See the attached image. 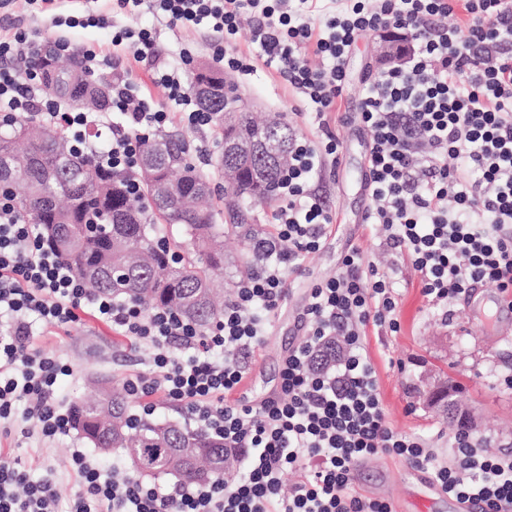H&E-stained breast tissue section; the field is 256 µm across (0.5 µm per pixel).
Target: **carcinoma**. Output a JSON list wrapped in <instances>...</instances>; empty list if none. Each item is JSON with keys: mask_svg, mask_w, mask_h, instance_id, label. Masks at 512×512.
I'll use <instances>...</instances> for the list:
<instances>
[{"mask_svg": "<svg viewBox=\"0 0 512 512\" xmlns=\"http://www.w3.org/2000/svg\"><path fill=\"white\" fill-rule=\"evenodd\" d=\"M56 93L88 98L96 109L99 82L73 57L54 63ZM211 128L224 137L231 120L254 138L266 130L289 145L295 130L278 116L257 119L251 112H233L236 96L208 101ZM141 149L152 154L170 186L158 197L154 184L141 180L139 198L121 189L123 178L103 171L89 156L69 152L58 130L18 117L0 131V179L11 182L25 218L40 225L43 239L67 259L94 292L139 302L145 310L172 308L207 328L224 313V235L242 242L239 267L255 259L258 230L256 205L276 201L275 188L285 161L268 155L254 162L236 159L237 173L227 182V218L215 212L213 192L182 208L179 196L189 186H207L209 175L188 162L189 140L179 134L142 136ZM74 428L93 447L119 449L141 476H173L185 484L215 474L233 476L235 455L224 441L185 430L166 420H134L124 389H101L98 399L71 404Z\"/></svg>", "mask_w": 512, "mask_h": 512, "instance_id": "1", "label": "carcinoma"}]
</instances>
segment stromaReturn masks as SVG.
I'll return each instance as SVG.
<instances>
[{"label": "stroma", "instance_id": "obj_1", "mask_svg": "<svg viewBox=\"0 0 512 512\" xmlns=\"http://www.w3.org/2000/svg\"><path fill=\"white\" fill-rule=\"evenodd\" d=\"M100 9L108 18L105 26L58 30L22 0H13L0 9V28L22 16L29 18L31 26L42 35L59 32L77 44L108 51L112 48L113 31L154 23L149 16L113 11L110 0H102ZM379 43V32H366L356 40L347 58V85L339 111L331 116V127L340 142L341 163L334 168L323 165L313 182L336 216L334 230L318 251L302 258L301 270L290 276L286 301L264 344L241 356L247 371L245 385L256 400L277 391L284 358L304 338L303 309L310 288L336 270L340 256L353 243L361 247L365 263L389 266L399 293V332L370 324L365 336L390 424L397 431L425 438L440 457L449 458L456 429L449 425L444 413L424 406L418 394L421 376L442 373L458 385L462 404L475 410L478 428L474 435L481 439L483 450L512 457V333L483 336L480 327L467 321L464 303L459 298L449 301L446 309L431 308L422 294L421 277L411 259L388 248L380 227L363 222L369 204L366 154L371 134L356 111L366 83L382 68ZM185 47L192 50L194 63L212 64V48L202 31H159V58L178 60ZM237 49L254 56V69L244 77L232 71L227 77L253 110L281 116L297 136L318 141L316 120L303 113L292 89L276 69L257 59L250 25H242ZM33 332L36 346L63 358L72 368L70 375L57 381V393L67 402L94 396L105 385H122L130 374L149 368L146 351L88 314L81 315L77 324L64 328L37 324ZM85 445V440L74 432L51 447L37 448L17 429L0 438V456L21 457L31 479H52L59 497L66 502L78 490L66 464L71 450ZM410 469L405 459L396 456L362 460L353 469V488L362 495L389 501L394 512H416L414 501L423 495L431 499L428 512H455L447 497L427 493L410 476Z\"/></svg>", "mask_w": 512, "mask_h": 512}]
</instances>
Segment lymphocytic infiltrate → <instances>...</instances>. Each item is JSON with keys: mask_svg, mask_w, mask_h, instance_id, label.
I'll return each mask as SVG.
<instances>
[{"mask_svg": "<svg viewBox=\"0 0 512 512\" xmlns=\"http://www.w3.org/2000/svg\"><path fill=\"white\" fill-rule=\"evenodd\" d=\"M116 2L158 24L220 35L214 61L242 75L253 66L234 44L242 19H250L260 58L315 114L321 135L315 142L294 140L254 268L237 283L223 316L204 330L169 310L147 312L131 300L89 292L44 246L38 225L0 195V319L8 323L0 329V433L31 421L40 442L69 434L71 417L56 383L70 369L33 345L30 321L65 327L86 309L149 351V370L125 382L142 412H153L158 396L177 402L189 420L223 437L226 448L249 455L235 478L166 489L118 468L102 475L97 462L76 448L68 469L80 489L68 512H392L386 500L350 488L354 463L380 454L430 473L460 502L477 499L484 512H512L511 457L485 453L465 431L455 434L452 457L444 460L388 424L364 336L370 323L398 331V293L388 271L364 265L360 247H351L338 271L312 288L307 333L284 362L279 393L254 404L234 397L246 378L241 353L263 343L297 259L318 251L335 222L310 183L322 160L339 162L340 144L327 117L346 87V58L364 32L390 26L409 41L404 60L379 72L359 102V118L371 133L372 204L365 223L381 225L388 241L411 258L432 307L477 283L512 297V0H377L372 8L352 0L316 24L305 18L308 0ZM460 8L465 22L449 24ZM156 38L155 28H123L113 33L112 44L136 61H150L153 81L177 109L155 103L136 80L113 75L110 105L127 127L113 132L105 150L93 149L87 137L97 113L76 111L60 99L40 101L42 78L31 65L48 51L76 54L94 74L111 64L102 51L14 25L0 34V112L59 127L72 149L93 155L103 168L136 171L139 131L210 124L181 65L157 61ZM312 54L321 57V66L310 64ZM451 157L464 158L473 178L451 170ZM284 242L292 251H280ZM334 339L342 350L335 371L313 370L312 357ZM178 347L189 357L176 356ZM293 470L300 478L284 491ZM0 512H59L53 482L29 481L20 459L1 458Z\"/></svg>", "mask_w": 512, "mask_h": 512, "instance_id": "1", "label": "lymphocytic infiltrate"}]
</instances>
